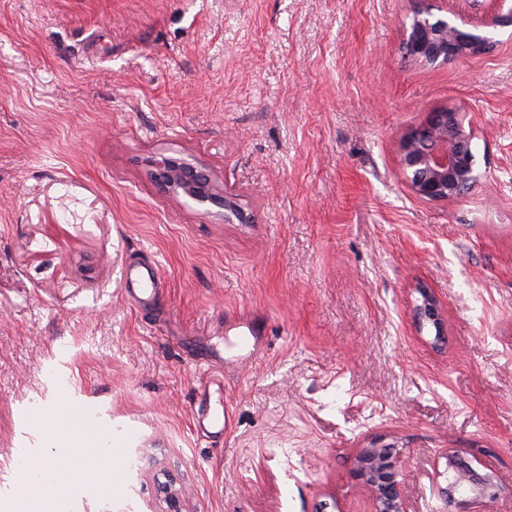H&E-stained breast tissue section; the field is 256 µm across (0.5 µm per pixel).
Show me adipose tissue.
<instances>
[{
	"label": "adipose tissue",
	"mask_w": 512,
	"mask_h": 512,
	"mask_svg": "<svg viewBox=\"0 0 512 512\" xmlns=\"http://www.w3.org/2000/svg\"><path fill=\"white\" fill-rule=\"evenodd\" d=\"M65 449L62 453L30 461L29 470L33 478L45 481L46 487L39 495H32L27 484L15 486L10 500L0 502V512H57L59 499L63 493L61 484L52 482L51 477L58 472L89 474L95 480H105L108 471L104 468H91L85 455L86 448H112L118 446L117 437L102 434L96 423H85L79 431L65 433Z\"/></svg>",
	"instance_id": "ef3b65f1"
}]
</instances>
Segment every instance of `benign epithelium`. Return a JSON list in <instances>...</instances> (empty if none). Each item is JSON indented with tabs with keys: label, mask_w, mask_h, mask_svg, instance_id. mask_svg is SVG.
<instances>
[{
	"label": "benign epithelium",
	"mask_w": 512,
	"mask_h": 512,
	"mask_svg": "<svg viewBox=\"0 0 512 512\" xmlns=\"http://www.w3.org/2000/svg\"><path fill=\"white\" fill-rule=\"evenodd\" d=\"M494 18L490 26L512 23V6L508 0H492ZM508 8L503 14L501 10ZM423 2L412 11V19L403 29L405 54L423 65L445 64L452 59L476 55L491 46L493 38L483 26L469 21L466 11L451 16H427ZM473 128L467 113L440 106L425 114L416 125L399 138V170L412 193L427 201H453L460 198L476 181L475 156L472 150ZM149 176L160 187L174 191L198 204H212L224 198V223L249 224L251 215L229 190L219 192V185L205 169L174 157L160 156L151 163ZM416 305L420 325L430 324L436 335L443 334L436 298L422 290ZM447 469L456 473L453 481L439 488L442 497L453 503L456 498L474 505L496 500L501 488L488 474L475 470L452 453L446 455ZM352 477L371 500V512H407L402 461L389 445L373 442L359 449ZM167 509L164 512H187L178 490L170 483L159 486Z\"/></svg>",
	"instance_id": "1"
}]
</instances>
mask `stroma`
<instances>
[{"mask_svg":"<svg viewBox=\"0 0 512 512\" xmlns=\"http://www.w3.org/2000/svg\"><path fill=\"white\" fill-rule=\"evenodd\" d=\"M413 0H0V500L49 454L33 405L119 433L61 512H370L351 471L400 449L408 512L465 457L512 512V26L483 54L407 59ZM469 113L479 179L415 197L397 140ZM206 167L227 224L148 177ZM155 261L149 312L125 292ZM445 334L419 327L421 290ZM259 331L241 348L242 323ZM213 369L224 394L203 392ZM230 410L208 439L198 413Z\"/></svg>","mask_w":512,"mask_h":512,"instance_id":"35a3bbf8","label":"stroma"}]
</instances>
